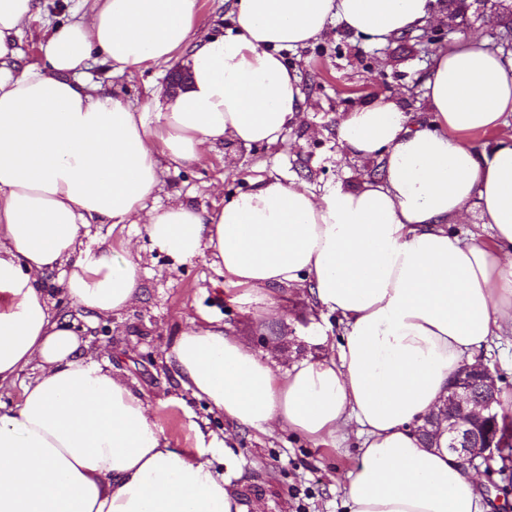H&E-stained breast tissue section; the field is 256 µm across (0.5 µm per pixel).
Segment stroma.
<instances>
[{
    "label": "stroma",
    "mask_w": 512,
    "mask_h": 512,
    "mask_svg": "<svg viewBox=\"0 0 512 512\" xmlns=\"http://www.w3.org/2000/svg\"><path fill=\"white\" fill-rule=\"evenodd\" d=\"M41 2V13L22 32L18 66L37 62L42 34L82 11V0ZM420 36L416 30L376 45L334 23L318 41L285 52L311 111L277 144L249 151L220 145L194 166L164 171L158 204L175 198L209 210L225 194L248 190L260 178L302 180L317 188L358 184L376 164L350 158L337 141L336 124L343 112L381 95L402 97L407 111H424L422 86L431 57ZM174 67L171 61L152 63L119 74L96 61L85 77L111 87L132 109L141 111L151 105L154 91L166 88ZM123 234L142 257V295L127 311L91 330L89 342L150 404L152 418L170 446L190 449L197 431L218 434L227 425L209 412L205 401L183 388L176 368L165 358L186 318L204 313L227 325L247 326L256 352L282 365L291 357L310 355L308 340L317 325L306 316L293 322L274 317L246 322L232 292L224 287L223 275L209 260L199 257L175 267L152 251L142 225L126 226ZM357 443L352 435L333 449L287 432L269 436L238 429L231 448L242 471L241 493L246 501H262L264 512H344L343 485L357 462Z\"/></svg>",
    "instance_id": "35a3bbf8"
}]
</instances>
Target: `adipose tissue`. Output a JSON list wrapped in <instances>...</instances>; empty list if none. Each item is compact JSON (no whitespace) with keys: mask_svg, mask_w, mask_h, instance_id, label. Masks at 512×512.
<instances>
[{"mask_svg":"<svg viewBox=\"0 0 512 512\" xmlns=\"http://www.w3.org/2000/svg\"><path fill=\"white\" fill-rule=\"evenodd\" d=\"M89 3L20 68L15 42L40 0H0V388L21 386L0 413V512H249L236 472L214 466L223 439L171 448L146 401L56 318L50 273L89 320L141 296L129 241L91 238L94 224L143 225L177 265L209 258L254 319L286 315L280 287L310 316H338L340 336L314 338L326 356L286 367L207 316L187 319L167 357L232 427L332 446L356 425L346 512H488L446 427L429 443L414 427L461 365L512 335V138L467 140L512 116V60L471 36L435 50L427 116L386 95L343 114L341 147L381 169L358 186L261 179L210 211L154 207L166 165L270 146L298 123L308 102L282 50L333 23L383 44L448 16L436 0H233V28L200 36L197 0ZM179 57L190 79L154 95L151 123L82 78L99 58L122 73ZM472 216L490 239L450 232Z\"/></svg>","mask_w":512,"mask_h":512,"instance_id":"1","label":"adipose tissue"}]
</instances>
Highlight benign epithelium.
<instances>
[{
    "label": "benign epithelium",
    "mask_w": 512,
    "mask_h": 512,
    "mask_svg": "<svg viewBox=\"0 0 512 512\" xmlns=\"http://www.w3.org/2000/svg\"><path fill=\"white\" fill-rule=\"evenodd\" d=\"M480 386L486 396L499 391L490 369L483 365H464L454 374L448 385V396L443 400L441 413L416 426L420 435L434 433L436 425L448 422V454L478 469L482 465L505 456L503 445L496 436L485 434L480 428L487 410L494 402H486L473 395V387Z\"/></svg>",
    "instance_id": "benign-epithelium-1"
}]
</instances>
